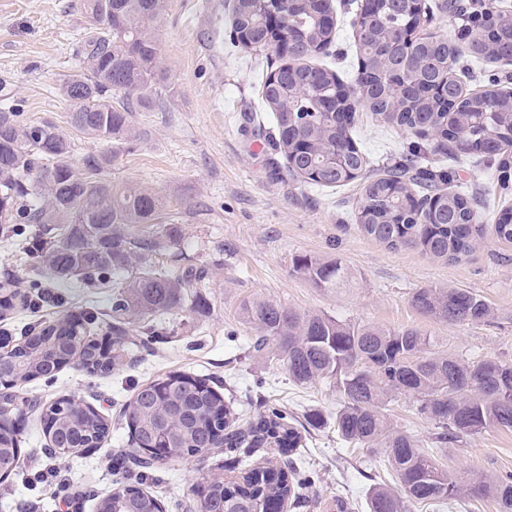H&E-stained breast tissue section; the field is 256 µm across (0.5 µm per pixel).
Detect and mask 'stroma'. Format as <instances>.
I'll list each match as a JSON object with an SVG mask.
<instances>
[{
	"mask_svg": "<svg viewBox=\"0 0 512 512\" xmlns=\"http://www.w3.org/2000/svg\"><path fill=\"white\" fill-rule=\"evenodd\" d=\"M349 0H332L336 41L318 64L350 79L357 68ZM231 0H167L159 31L166 80L154 109L134 112V140L104 145L72 131L68 109L56 87L79 64L84 17L81 0H0V107L11 106L25 120H49L70 134L77 154L111 149L109 181L137 182L152 188L164 208L156 233L177 225L181 236L154 258L157 271L185 264L211 270L204 289L209 307L172 312L153 323L147 347L132 361L106 374H89L68 365L52 380L27 387L42 401L75 397L104 415L110 434L99 448L75 458H48L42 427L34 413L20 425L21 466L0 480V512L19 504L35 512H96L97 502L117 487L113 460L128 449L123 404L137 386L173 373H191L220 386L239 425L252 416L248 398L265 390L293 414L308 408L336 411V395L323 386L302 388L288 379L277 361L251 357L238 319L242 301L260 296L299 311L325 313L391 329L427 333L435 351L465 360L498 357L512 361V243L485 235L458 262H437L420 249L391 250L365 236L356 223L361 181L315 189L289 176L286 161L258 136L255 125L272 127L270 110L258 101L261 81L279 63L271 51L256 53L229 43L225 21ZM356 146L372 164L398 161L409 138L399 128L359 114ZM459 183L480 190L487 205L483 224L496 223L512 208V192H502L491 163L473 152L447 164ZM14 227L0 224V282L36 279L52 287L22 253ZM307 253L340 259L356 275L353 287L324 291L292 270L293 256ZM475 291L493 309L491 320L448 324L426 318L411 305L420 288ZM58 302L19 309L0 318V331L20 337L30 324L78 314L93 307L112 312L108 288H65ZM311 475L309 504L301 512H367L365 492L386 481V471L370 469L364 450L339 441L333 429L315 430L300 450ZM441 463L459 472L512 474V432L492 430L460 447L438 451ZM242 465L206 453L189 461L160 465L144 488L165 512H193L194 489L214 477H240Z\"/></svg>",
	"mask_w": 512,
	"mask_h": 512,
	"instance_id": "obj_1",
	"label": "stroma"
}]
</instances>
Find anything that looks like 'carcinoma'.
Returning a JSON list of instances; mask_svg holds the SVG:
<instances>
[{
	"label": "carcinoma",
	"instance_id": "cac0c4a2",
	"mask_svg": "<svg viewBox=\"0 0 512 512\" xmlns=\"http://www.w3.org/2000/svg\"><path fill=\"white\" fill-rule=\"evenodd\" d=\"M415 26L406 32L407 54L393 41L410 4L357 0L352 23L357 69L350 83L310 58L326 52L336 38L328 24L330 0H232L231 28L251 50L284 44L277 79L259 88L274 112L273 145L283 153L289 175L317 188L345 185L367 165L352 139L359 107L417 138L397 164L368 177L357 222L368 237L389 249L416 247L438 261L468 256L486 233L475 223L477 198L449 190L452 174L420 164L426 154L457 155L459 144L476 141L483 155L512 177V91L466 92L455 73L464 56L512 63V23L496 22L502 11L492 0H446L450 20L492 22L485 36L460 46L430 30L435 14L416 0ZM167 0H84L86 24L80 66L60 79L69 123L96 140L135 137L132 112L155 102L164 79L157 30ZM281 13L277 29L266 13ZM349 93L336 97V87ZM74 143L51 121L30 122L0 109V209L10 224H35L26 248L33 268L71 288L112 284V354L87 338L92 312L79 320L59 318L30 326L20 339L0 337V385L10 388L51 378L64 363L106 373L135 345L141 324L187 305L206 306L198 289L209 270L186 265L160 273L149 260L179 235L137 232L154 224L162 199L147 187L105 180L112 155L89 152L73 164ZM292 270L316 288H350L353 271L336 259L309 254L292 258ZM58 294L36 296L0 284V315L16 306L34 308ZM411 305L424 316L451 324L486 322L489 304L471 290L421 288ZM240 322L250 332L249 349L258 358L285 366L297 386L324 384L336 392V413L303 414L312 429L331 427L343 443L363 448L367 460L384 465L393 482L368 491V512H409V505H445L466 496L491 498L498 512H512V474L474 473L466 478L440 465L431 448L455 447L492 430L512 429V362L498 358L464 361L430 351V337L416 328L390 329L342 321L324 313L298 312L253 297L241 304ZM412 399L415 414L431 424L423 442L391 422L398 396ZM50 447L73 455L96 448L108 436L104 417L74 397L34 403ZM132 451L115 468L135 460L126 479L142 484L162 463L212 450L249 457L256 448H275L281 466L252 468L242 481L212 479L195 503L196 512H280L287 501L306 506L305 483L297 479L294 455L303 436L296 418L276 408L248 427L236 425L224 396L195 375H168L142 385L123 411ZM19 457L13 424L0 419V464ZM97 512H163L160 500L133 486L101 499Z\"/></svg>",
	"mask_w": 512,
	"mask_h": 512
}]
</instances>
